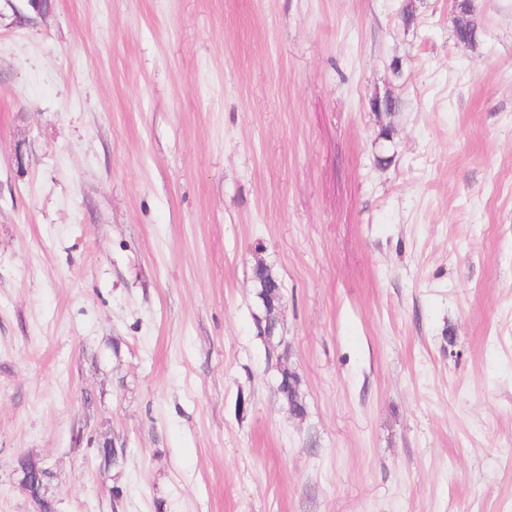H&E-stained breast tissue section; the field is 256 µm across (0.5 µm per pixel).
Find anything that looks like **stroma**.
Listing matches in <instances>:
<instances>
[{
	"instance_id": "1",
	"label": "stroma",
	"mask_w": 512,
	"mask_h": 512,
	"mask_svg": "<svg viewBox=\"0 0 512 512\" xmlns=\"http://www.w3.org/2000/svg\"><path fill=\"white\" fill-rule=\"evenodd\" d=\"M475 6L461 48L448 0H0V512L21 454L56 512H512V0Z\"/></svg>"
}]
</instances>
